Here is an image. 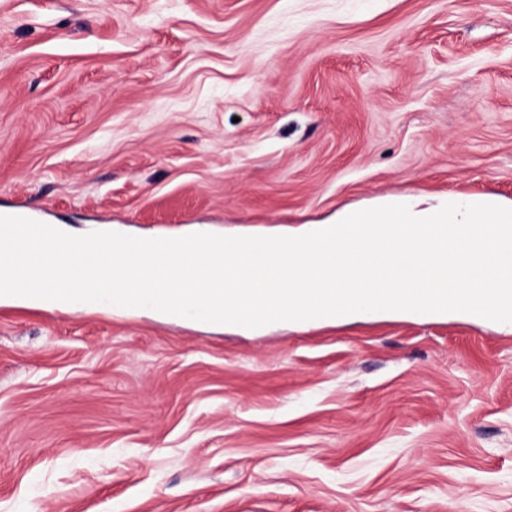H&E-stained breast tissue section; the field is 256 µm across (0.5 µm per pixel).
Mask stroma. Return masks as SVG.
<instances>
[{"label":"stroma","instance_id":"1","mask_svg":"<svg viewBox=\"0 0 512 512\" xmlns=\"http://www.w3.org/2000/svg\"><path fill=\"white\" fill-rule=\"evenodd\" d=\"M512 200V0H0V210L285 233ZM512 512V326L0 305V512Z\"/></svg>","mask_w":512,"mask_h":512}]
</instances>
